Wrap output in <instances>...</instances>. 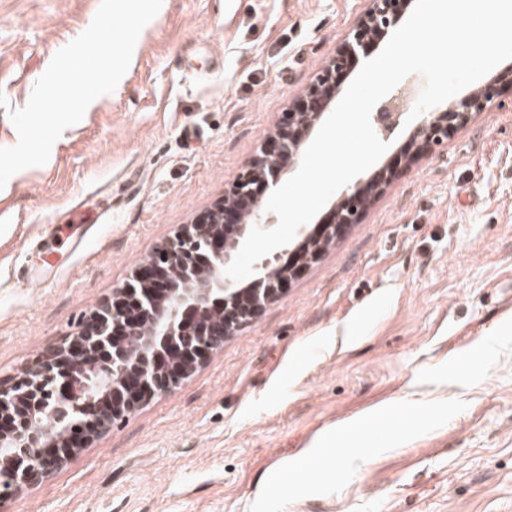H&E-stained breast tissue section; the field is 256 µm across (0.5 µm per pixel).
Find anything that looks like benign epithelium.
Masks as SVG:
<instances>
[{
	"label": "benign epithelium",
	"instance_id": "7a95c632",
	"mask_svg": "<svg viewBox=\"0 0 512 512\" xmlns=\"http://www.w3.org/2000/svg\"><path fill=\"white\" fill-rule=\"evenodd\" d=\"M413 0H369L358 26L336 50L304 96L285 113L260 154L224 192L215 208L182 225L132 279L83 322L77 336L29 365L10 386H0V447L17 452L0 459V500L23 485L39 483L61 466L84 438L104 432L155 393H164L190 375L208 353L224 345L239 325L254 320L278 296L302 265L350 225L359 222L369 199L405 168L389 162L370 173L363 185L342 192L320 232H300L283 264V249L256 263L249 287L225 274L251 228L269 229L262 196L293 166L303 142L329 111L337 77L361 50L393 27ZM512 84V68L492 78L452 107L435 106L420 115L409 148L429 154L455 129L484 111ZM377 132L391 136L405 123L400 96L381 99L372 112ZM166 275L158 294L149 281Z\"/></svg>",
	"mask_w": 512,
	"mask_h": 512
}]
</instances>
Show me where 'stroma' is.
<instances>
[{"instance_id": "1", "label": "stroma", "mask_w": 512, "mask_h": 512, "mask_svg": "<svg viewBox=\"0 0 512 512\" xmlns=\"http://www.w3.org/2000/svg\"><path fill=\"white\" fill-rule=\"evenodd\" d=\"M99 5L0 0V147ZM366 7L163 0L116 90L0 189V384L223 197ZM508 304L507 85L190 376L0 512H512ZM308 450L341 460L298 467Z\"/></svg>"}]
</instances>
